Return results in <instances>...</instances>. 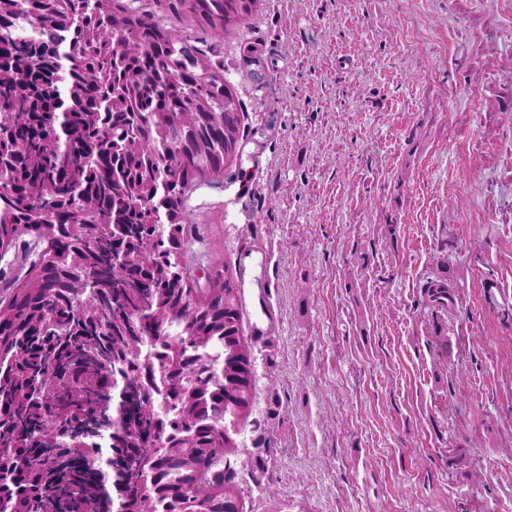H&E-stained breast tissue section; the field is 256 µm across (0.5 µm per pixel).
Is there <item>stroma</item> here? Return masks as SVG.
Segmentation results:
<instances>
[{
	"label": "stroma",
	"instance_id": "1",
	"mask_svg": "<svg viewBox=\"0 0 512 512\" xmlns=\"http://www.w3.org/2000/svg\"><path fill=\"white\" fill-rule=\"evenodd\" d=\"M219 56L241 150L185 208L275 446L244 512H512V0H261Z\"/></svg>",
	"mask_w": 512,
	"mask_h": 512
}]
</instances>
